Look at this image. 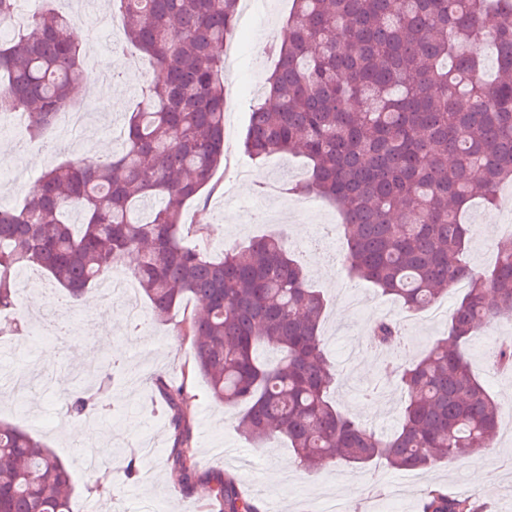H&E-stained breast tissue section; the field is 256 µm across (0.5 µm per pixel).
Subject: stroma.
Here are the masks:
<instances>
[{
  "label": "stroma",
  "instance_id": "stroma-1",
  "mask_svg": "<svg viewBox=\"0 0 512 512\" xmlns=\"http://www.w3.org/2000/svg\"><path fill=\"white\" fill-rule=\"evenodd\" d=\"M265 5L259 19L239 26L224 48V166L214 176V190L203 200L187 203L184 221L194 228L212 226L211 250L216 255L259 235H283L291 253L304 264L310 285L327 300L322 331L338 372L334 402L339 409L372 423L382 435H390L400 423V393L394 385L378 383L381 362L367 348L373 322L388 314L402 319L412 338L407 355L415 359L433 337L446 332L448 320L424 312L404 314L392 297L349 275L343 261L342 217L336 206L293 191L305 177L301 157L274 155L254 161L243 153L250 107L275 64L263 43L285 32L291 0H265ZM95 23L99 29H113L115 38L110 43H94L88 35H81V60L86 64L97 61L113 71L114 80L89 107L79 135L55 153L0 136V168L5 171L0 178L1 205H18L48 167L87 154L100 161L110 157L141 86L152 77L153 67L147 59L122 51V26L110 0H104ZM116 93L122 96L123 106L115 111L110 100ZM499 196L502 203L496 208L477 202L467 214L470 231L465 260L478 271L492 266L498 240L512 229V209L505 205L512 199V183L503 185ZM22 276L33 279L38 287L18 295L17 313L39 328L58 322L64 328L35 345L15 340L11 350L0 354L1 363L24 369L31 352L43 369L58 374L86 363L98 364L115 347L124 350L121 367L109 375L114 402L97 419L99 462L92 471L87 470L71 439L78 425L66 409L67 393L82 389V381L35 389L23 397L0 385V421L41 439L70 470L73 512H199L209 497L212 477L224 473L234 475L251 491L262 512H323L331 500L345 512H422L426 492L436 488L474 497L483 512H512V417L503 418L496 445L480 457L441 463L424 471L398 470L379 461L365 468L338 463L309 473L297 465L284 439H247L237 427L235 412L216 405L199 377L189 388L184 413L194 428L200 467L194 488L183 492L172 474L170 418L155 407L160 395L154 376L178 379L191 356L190 341L176 336L172 322L154 318L143 293H136L135 302L144 312L148 329L132 336L124 305L108 302L98 289L89 290L80 307L67 310L62 306L64 290L43 272L30 268ZM345 285L362 294L365 306L352 307L342 298L340 289ZM38 299L43 305L36 310L32 304ZM103 332L109 343L100 342ZM502 336H512V324L482 328L467 353L473 371L491 395L512 403V372L492 371L483 356ZM368 386L377 387L376 396H363ZM131 464L136 472L129 477L125 469Z\"/></svg>",
  "mask_w": 512,
  "mask_h": 512
}]
</instances>
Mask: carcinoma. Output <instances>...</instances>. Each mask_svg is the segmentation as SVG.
Segmentation results:
<instances>
[{
    "mask_svg": "<svg viewBox=\"0 0 512 512\" xmlns=\"http://www.w3.org/2000/svg\"><path fill=\"white\" fill-rule=\"evenodd\" d=\"M239 0H112L126 50L148 55L162 75L140 90L109 161L70 160L45 171L19 208L0 207V311L15 306V278L36 266L80 303L87 290L131 254L133 276L153 315L170 318L184 300L198 314L175 324L191 341L180 384L155 376L174 427L173 474L186 490L199 463L182 413L188 380L205 378L211 397L243 407L238 427L251 440L280 436L314 472L377 459L422 470L471 457L497 439L502 405L472 373L464 346L481 327L512 321V235L494 265L470 268L462 216L477 198L495 205L512 181V0H293L288 39L243 136L253 160L299 154L300 194L330 200L342 215L345 262L413 314L464 283L448 335L405 360L409 337L377 320L368 347L379 376L403 393L401 423L380 436L331 400L337 373L320 322L326 299L283 238H254L216 259L187 243L186 202L210 191L224 161V44L236 30ZM0 117L19 115L33 138L50 131L90 75L71 36L70 16L22 0H0ZM496 59L485 77V48ZM274 347V364L258 356ZM512 370V337L486 351ZM88 389L70 395L80 421L100 404ZM63 462L41 441L0 422V512H72ZM220 512H259L233 476H217ZM423 512H480L471 498L439 488Z\"/></svg>",
    "mask_w": 512,
    "mask_h": 512,
    "instance_id": "carcinoma-1",
    "label": "carcinoma"
}]
</instances>
